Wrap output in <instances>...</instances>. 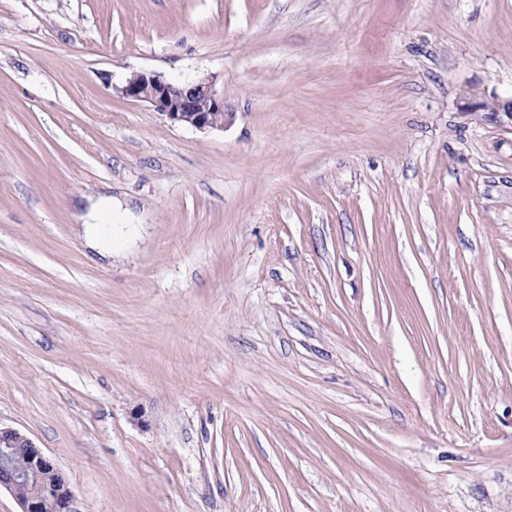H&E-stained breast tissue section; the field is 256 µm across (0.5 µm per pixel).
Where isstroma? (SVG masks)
Instances as JSON below:
<instances>
[{"mask_svg":"<svg viewBox=\"0 0 512 512\" xmlns=\"http://www.w3.org/2000/svg\"><path fill=\"white\" fill-rule=\"evenodd\" d=\"M472 92L512 96V0H0V426L74 512H512V121ZM122 93L148 103L171 124L201 132L224 127V89L214 80L175 85L155 73L138 72L127 80Z\"/></svg>","mask_w":512,"mask_h":512,"instance_id":"obj_1","label":"stroma"}]
</instances>
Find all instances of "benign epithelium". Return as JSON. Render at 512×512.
Listing matches in <instances>:
<instances>
[{"instance_id": "obj_1", "label": "benign epithelium", "mask_w": 512, "mask_h": 512, "mask_svg": "<svg viewBox=\"0 0 512 512\" xmlns=\"http://www.w3.org/2000/svg\"><path fill=\"white\" fill-rule=\"evenodd\" d=\"M125 97L151 105L172 124L201 132L224 129V89L214 81L175 85L152 72L133 74L122 88ZM469 112L504 113L512 119V97L483 99L468 103ZM24 466L14 465L17 457ZM31 489L18 494L21 485ZM9 490L20 503L21 512H71L72 493L55 461L26 434L0 427V488Z\"/></svg>"}]
</instances>
